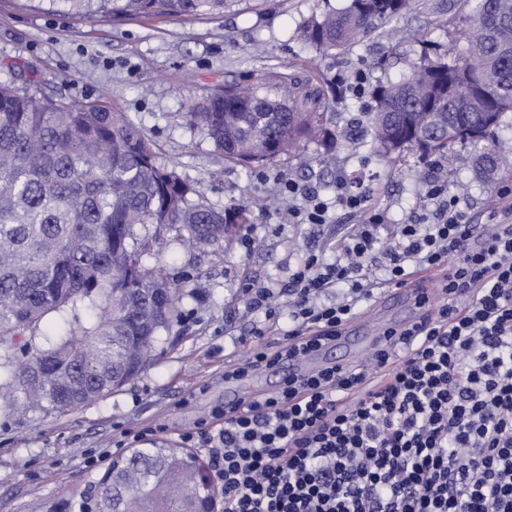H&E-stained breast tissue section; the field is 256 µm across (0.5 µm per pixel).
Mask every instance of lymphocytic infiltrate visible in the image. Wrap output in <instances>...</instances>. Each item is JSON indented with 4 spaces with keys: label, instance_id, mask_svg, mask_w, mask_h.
Instances as JSON below:
<instances>
[{
    "label": "lymphocytic infiltrate",
    "instance_id": "f902f5d3",
    "mask_svg": "<svg viewBox=\"0 0 512 512\" xmlns=\"http://www.w3.org/2000/svg\"><path fill=\"white\" fill-rule=\"evenodd\" d=\"M430 224L382 243L373 214L327 263L309 251L288 282L285 340L224 371L298 361L335 339L377 290L444 269L446 301L386 330L367 361L284 378L200 436L224 512H512V225L472 224L437 181Z\"/></svg>",
    "mask_w": 512,
    "mask_h": 512
}]
</instances>
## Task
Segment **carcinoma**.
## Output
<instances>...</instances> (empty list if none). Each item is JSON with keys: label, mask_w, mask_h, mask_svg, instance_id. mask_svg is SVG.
I'll use <instances>...</instances> for the list:
<instances>
[{"label": "carcinoma", "mask_w": 512, "mask_h": 512, "mask_svg": "<svg viewBox=\"0 0 512 512\" xmlns=\"http://www.w3.org/2000/svg\"><path fill=\"white\" fill-rule=\"evenodd\" d=\"M78 19L186 17L224 12L229 0H49ZM417 0H347L304 20L299 37L343 53ZM471 25L452 48L432 45L401 77L373 89L365 112L371 148L390 158L406 148L443 154L481 147L480 173L504 170L498 132L512 130V0H463ZM293 66L215 88L184 113L224 156L245 166L290 153L315 134L332 153L349 135L327 127L343 91L320 69ZM441 109L448 134L424 139L409 116ZM196 188L156 165L150 140L125 112L46 99L0 83V398L60 413L95 401L136 377L152 344L177 317L179 285L146 268L137 227L165 224L177 240L217 241L247 223L248 206L216 210L192 201ZM48 317L57 328L20 340ZM204 491L178 448H136L109 467L97 512H195Z\"/></svg>", "instance_id": "cac0c4a2"}]
</instances>
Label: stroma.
<instances>
[{
  "mask_svg": "<svg viewBox=\"0 0 512 512\" xmlns=\"http://www.w3.org/2000/svg\"><path fill=\"white\" fill-rule=\"evenodd\" d=\"M345 0H235L223 14L86 23L45 0H0V81L39 96L104 103L126 112L144 130L161 167L201 191L200 203L222 210L247 202L249 222L229 239L187 250L168 228H138L142 260L179 281L184 294L170 329L160 331L151 358L137 377L104 398L60 414L0 402V512H76L95 498L112 458L151 444L209 453L192 438L224 406V364L246 358L233 346L263 311L247 310L245 282L287 287L300 257L318 247L327 262L361 223L365 211L388 223L431 218L425 183L434 179L473 224H512V173L495 180L476 168L477 150L457 144L453 165L413 148L399 161L374 153L362 133L372 85L398 79L401 66L381 69L387 52L420 58L425 41L447 44L463 29L458 0H420L417 9L381 26L352 50L319 55L297 36L301 20L340 9ZM312 58L345 84L334 126L350 130L336 165L323 169L320 141L303 142L299 155L243 167L225 159L184 114L224 81L277 71L293 59ZM361 172L364 211L337 205L336 180ZM294 181L330 201L326 224L289 222L303 201L284 193ZM252 242L250 253L240 248Z\"/></svg>",
  "mask_w": 512,
  "mask_h": 512,
  "instance_id": "35a3bbf8",
  "label": "stroma"
}]
</instances>
